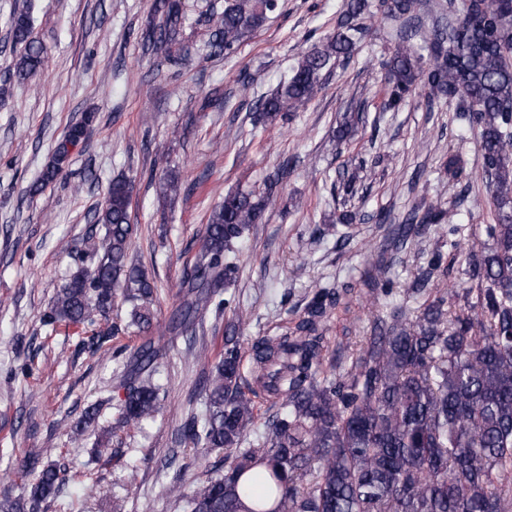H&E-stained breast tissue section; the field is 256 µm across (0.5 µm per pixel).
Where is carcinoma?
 <instances>
[{
	"mask_svg": "<svg viewBox=\"0 0 512 512\" xmlns=\"http://www.w3.org/2000/svg\"><path fill=\"white\" fill-rule=\"evenodd\" d=\"M279 7V0H224V9L210 18L211 54H234ZM427 7L423 0H344L333 31L302 53L286 82L253 98L252 110L256 123L271 125L305 108L368 36L366 19L378 11L398 22L395 49L382 63L385 110L399 109L421 88L428 103L447 100L479 132L482 173L495 207V223L484 225L492 247L465 254L463 291L426 300L414 315L402 304H387L359 349L335 364L324 366L326 319L342 298L333 288L318 290L293 326L245 350L239 332L247 312L224 300L218 309L231 317L224 348L211 358L206 347H194L199 318L215 294L235 282L234 243L266 208L276 207L287 165L266 179L260 196L225 195L207 217L195 262L184 268L188 292L178 323L189 352L209 364L199 391L205 414L188 418L184 438L204 451L224 450L227 465L189 495L169 489L186 512H512V0H442L438 16L423 26L417 20ZM152 11L140 33L142 48L167 51L185 23L184 4L153 0ZM10 34L18 55L5 84L44 66L29 15L14 16ZM90 122L88 116L68 129L30 196L62 174L69 147L83 142ZM360 122L361 113L344 114L339 136L351 137ZM445 167L452 183L465 176L466 161L458 155ZM158 186L175 196L182 183L166 172ZM131 204V180H112L94 212L104 236L86 240L87 258L78 259L56 290L45 325L99 326L120 298L132 306L130 325L150 329L155 291L130 254L137 231ZM463 213L470 211L420 204L397 224L393 247L405 248L431 224H446L455 235ZM442 264L443 254L432 253L406 292L424 294ZM157 360L145 343L126 362L118 426L137 427L163 413L164 395L153 382ZM256 398L280 411L259 422ZM48 454L37 449L24 456L26 494L5 499L0 512H41L56 494L67 470L44 461Z\"/></svg>",
	"mask_w": 512,
	"mask_h": 512,
	"instance_id": "carcinoma-1",
	"label": "carcinoma"
}]
</instances>
